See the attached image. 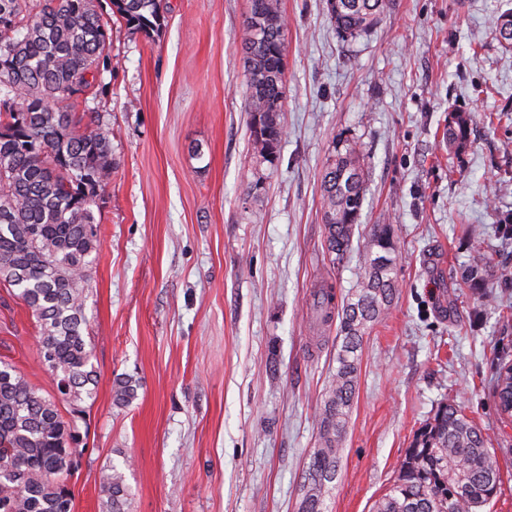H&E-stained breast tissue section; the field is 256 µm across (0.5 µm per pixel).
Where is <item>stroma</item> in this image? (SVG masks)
<instances>
[{"label":"stroma","instance_id":"obj_1","mask_svg":"<svg viewBox=\"0 0 512 512\" xmlns=\"http://www.w3.org/2000/svg\"><path fill=\"white\" fill-rule=\"evenodd\" d=\"M156 35L113 20L98 113L112 179L86 302L93 363L89 439L74 512H107L100 476L123 472L129 512H298L341 345L322 289L357 284L375 224H390L399 292L364 337L341 471L326 512H372L417 430L456 400L486 434L512 512V416L495 397L512 362V50L495 34L512 0H391L341 39L325 0H281L282 138L249 140L241 42L248 0H167ZM472 119L451 152L448 116ZM360 150L366 201L352 249L325 247L321 178L337 140ZM491 257L467 279L476 248ZM43 394L34 318L0 286V358ZM132 376L137 396L116 405Z\"/></svg>","mask_w":512,"mask_h":512}]
</instances>
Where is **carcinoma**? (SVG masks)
Wrapping results in <instances>:
<instances>
[{
    "mask_svg": "<svg viewBox=\"0 0 512 512\" xmlns=\"http://www.w3.org/2000/svg\"><path fill=\"white\" fill-rule=\"evenodd\" d=\"M130 28L153 33L165 22L163 0H111ZM390 0H326L341 37L376 26ZM0 284L17 290L35 317L40 355L59 398L44 396L0 359V512H72L68 487L82 453L86 400L99 375L84 335L88 283L100 246L93 208L112 175L111 142L99 117L66 102L100 69L108 21L98 0H0ZM512 12L495 22L498 40L512 49ZM243 59L253 149L275 153L282 128L285 22L281 0H250ZM469 116L448 119V149L468 141ZM366 196L364 163L356 147L336 142L323 174V224L330 262L351 248ZM400 257L391 224L372 226L361 255L357 288L342 304L321 291L323 318L339 319L336 374L320 416L321 445L310 456L299 512H325L324 489L341 467L368 327L387 310L397 288ZM131 376L114 382L124 406L137 394ZM68 404L63 416L58 401ZM483 431L455 402L438 407L417 432L388 491L373 512H480L498 496L500 476ZM109 512H128L124 475L101 476Z\"/></svg>",
    "mask_w": 512,
    "mask_h": 512,
    "instance_id": "obj_1",
    "label": "carcinoma"
}]
</instances>
